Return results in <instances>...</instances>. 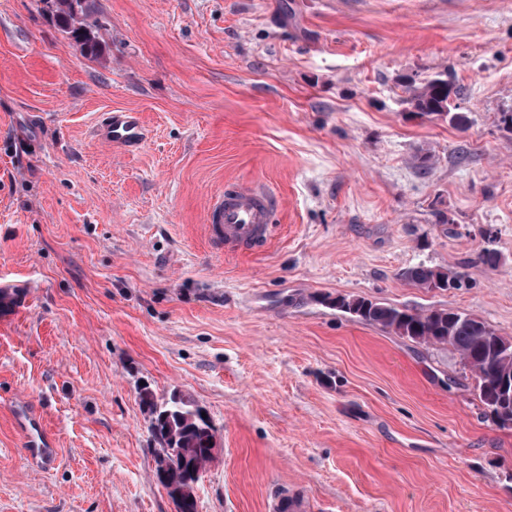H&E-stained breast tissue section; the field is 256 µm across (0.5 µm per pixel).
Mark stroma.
<instances>
[{
  "label": "stroma",
  "instance_id": "35a3bbf8",
  "mask_svg": "<svg viewBox=\"0 0 512 512\" xmlns=\"http://www.w3.org/2000/svg\"><path fill=\"white\" fill-rule=\"evenodd\" d=\"M87 22L96 57L44 0H0V512H176L146 390L216 431L198 512H512V428L458 354L327 304L512 337V0H88ZM438 75L466 129L411 115ZM114 109L137 149L96 137ZM255 183L270 237L212 248L211 196ZM421 263L470 285L414 286ZM16 422L25 434L31 464L44 469L50 467L56 456L55 443L41 429L33 409L29 406L23 407L16 414Z\"/></svg>",
  "mask_w": 512,
  "mask_h": 512
}]
</instances>
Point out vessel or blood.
<instances>
[{
    "instance_id": "obj_1",
    "label": "vessel or blood",
    "mask_w": 512,
    "mask_h": 512,
    "mask_svg": "<svg viewBox=\"0 0 512 512\" xmlns=\"http://www.w3.org/2000/svg\"><path fill=\"white\" fill-rule=\"evenodd\" d=\"M98 139L107 144L134 147L144 137L139 113L112 111L96 128ZM271 192L260 185L214 194L205 215V231L210 244L219 250H248L267 240L271 233ZM16 422L26 438L32 465L50 467L56 456L54 441L46 435L31 407L16 414Z\"/></svg>"
}]
</instances>
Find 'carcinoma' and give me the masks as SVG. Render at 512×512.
<instances>
[{
	"mask_svg": "<svg viewBox=\"0 0 512 512\" xmlns=\"http://www.w3.org/2000/svg\"><path fill=\"white\" fill-rule=\"evenodd\" d=\"M57 21L82 50L96 56L102 45L87 28V0H43ZM442 91L426 90L418 85L410 89L408 103L420 116L432 114L443 102ZM405 279L419 288L460 289L468 285L467 277L455 271H439L420 264L405 273ZM329 305L355 316L358 320L379 325L419 343L448 345L460 356L475 376L479 399L496 424L512 427V337L507 338L484 321L464 312L434 309L412 312L364 297L338 296ZM141 402L150 427L159 434L162 450L177 457V465L163 486L182 490V497H172L176 512H196L195 477L210 459L212 427L194 403L175 391L158 404L150 392L141 394Z\"/></svg>",
	"mask_w": 512,
	"mask_h": 512,
	"instance_id": "cac0c4a2",
	"label": "carcinoma"
}]
</instances>
